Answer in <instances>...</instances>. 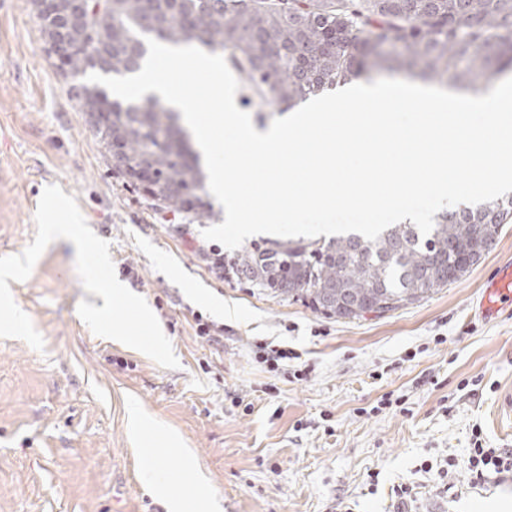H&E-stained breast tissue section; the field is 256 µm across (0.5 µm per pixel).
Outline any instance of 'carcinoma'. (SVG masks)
Segmentation results:
<instances>
[{"label":"carcinoma","instance_id":"obj_1","mask_svg":"<svg viewBox=\"0 0 512 512\" xmlns=\"http://www.w3.org/2000/svg\"><path fill=\"white\" fill-rule=\"evenodd\" d=\"M46 45H90L100 64L77 51L61 75L99 139L112 174L157 212L186 224L212 218L205 174L179 115L159 100L108 99L95 72L133 75L148 48L197 44L221 53L249 85L247 106L283 112L325 89L386 68L416 72L442 85L483 93L512 72V0H54L41 23ZM112 118L94 120L102 101ZM512 214V198L437 216L423 236L394 224L375 241L349 233L329 240H270L223 257L218 269L238 283L302 302L326 318L358 319L418 303L474 261L478 238L494 240Z\"/></svg>","mask_w":512,"mask_h":512}]
</instances>
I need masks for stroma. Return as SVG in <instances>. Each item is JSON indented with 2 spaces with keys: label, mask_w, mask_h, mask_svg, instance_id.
<instances>
[{
  "label": "stroma",
  "mask_w": 512,
  "mask_h": 512,
  "mask_svg": "<svg viewBox=\"0 0 512 512\" xmlns=\"http://www.w3.org/2000/svg\"><path fill=\"white\" fill-rule=\"evenodd\" d=\"M51 184L109 242L180 366L94 335L77 308L104 301L84 290L74 244L52 242L10 284L44 348L0 339V512H168L144 481L146 445L171 475L193 465L218 512H512V475L476 483L469 465L474 443L512 450L495 418L512 392V306L476 313L483 281L512 259V223L461 280L380 318L336 321L217 277L201 226L179 232L113 177L30 0H0V257L33 242ZM199 315L219 341L197 336ZM258 344L297 358L268 371ZM133 408L155 426L149 441L132 435ZM400 484L411 499L393 495Z\"/></svg>",
  "instance_id": "35a3bbf8"
}]
</instances>
